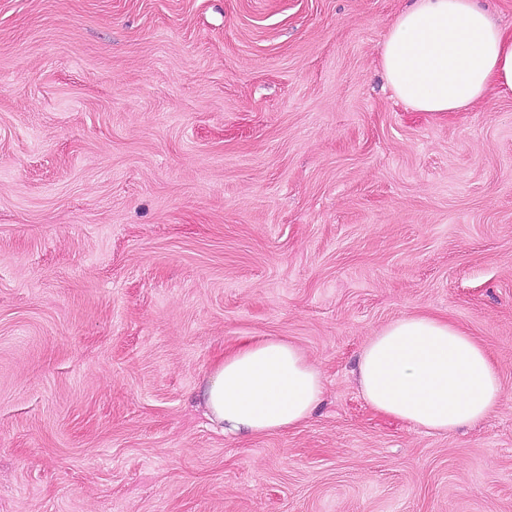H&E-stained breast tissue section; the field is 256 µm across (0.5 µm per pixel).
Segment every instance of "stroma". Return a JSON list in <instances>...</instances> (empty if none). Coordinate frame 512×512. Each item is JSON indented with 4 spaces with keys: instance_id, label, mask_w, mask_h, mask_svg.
<instances>
[{
    "instance_id": "obj_1",
    "label": "stroma",
    "mask_w": 512,
    "mask_h": 512,
    "mask_svg": "<svg viewBox=\"0 0 512 512\" xmlns=\"http://www.w3.org/2000/svg\"><path fill=\"white\" fill-rule=\"evenodd\" d=\"M406 0H0V512H512V94L415 112ZM407 314L488 348L500 407L434 434L357 357ZM322 371L224 434L242 338ZM321 372L288 340L250 338L224 353L202 392L206 415L224 433L270 435L299 427L319 406Z\"/></svg>"
}]
</instances>
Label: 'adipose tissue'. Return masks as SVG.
I'll use <instances>...</instances> for the list:
<instances>
[{"label":"adipose tissue","instance_id":"obj_1","mask_svg":"<svg viewBox=\"0 0 512 512\" xmlns=\"http://www.w3.org/2000/svg\"><path fill=\"white\" fill-rule=\"evenodd\" d=\"M380 65L411 110L459 112L489 92L512 93V28L479 0H407L387 29ZM356 374L375 411L429 432L475 424L502 396L484 345L435 315L388 323L360 351ZM323 391L319 369L300 348L262 336L225 352L202 399L224 432L259 436L305 424Z\"/></svg>","mask_w":512,"mask_h":512}]
</instances>
